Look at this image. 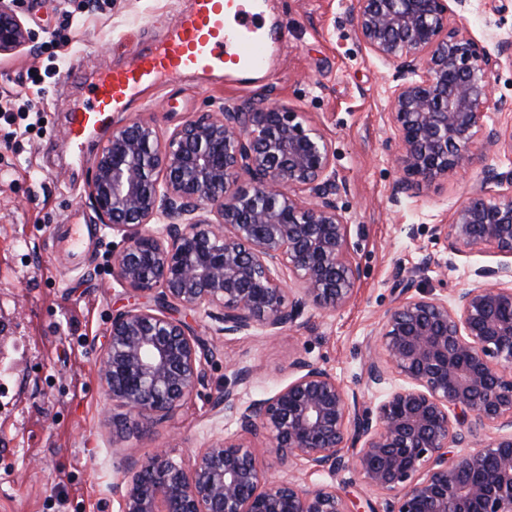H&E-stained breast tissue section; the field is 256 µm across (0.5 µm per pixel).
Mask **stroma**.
<instances>
[{
  "instance_id": "35a3bbf8",
  "label": "stroma",
  "mask_w": 512,
  "mask_h": 512,
  "mask_svg": "<svg viewBox=\"0 0 512 512\" xmlns=\"http://www.w3.org/2000/svg\"><path fill=\"white\" fill-rule=\"evenodd\" d=\"M266 25L287 41L272 79L239 84L173 80L140 93L115 123L151 118L171 128L197 112L240 103L267 90L273 101L304 112L332 142L346 183L351 253L362 276L350 304L309 312L298 327L268 336L215 335L212 323L185 320L217 353L204 387L148 434L112 433V400L97 375L112 315L138 296L112 281L120 235L104 230L86 194L93 158L106 140L95 134L84 154L65 135L68 112L84 104L81 87L100 70L121 67L160 24H172L188 0H20L31 46L0 59V97L20 91L27 74L40 80L43 122L13 137L0 124V512H118L115 487L126 456L169 448L188 457L216 433H234L233 413L213 401L235 387L241 401L287 382L296 354L330 369L347 393L373 396L365 363L379 323L399 291L394 275H414L443 294L471 280L470 259L436 241L483 168L505 171L512 160L488 151L482 169L448 174L419 197L390 200L397 178L395 135L388 122L386 70L361 49L346 0H258ZM474 34L512 29V0H472ZM93 231L76 256L59 242L68 225ZM257 369L247 385L234 371Z\"/></svg>"
}]
</instances>
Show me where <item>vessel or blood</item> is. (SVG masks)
<instances>
[{
  "label": "vessel or blood",
  "mask_w": 512,
  "mask_h": 512,
  "mask_svg": "<svg viewBox=\"0 0 512 512\" xmlns=\"http://www.w3.org/2000/svg\"><path fill=\"white\" fill-rule=\"evenodd\" d=\"M273 51L255 0H192L130 64L94 80L87 104L68 116L67 139L84 148L90 132L111 125L114 113L126 111L140 90L164 79L225 75L245 83L268 76Z\"/></svg>",
  "instance_id": "obj_1"
}]
</instances>
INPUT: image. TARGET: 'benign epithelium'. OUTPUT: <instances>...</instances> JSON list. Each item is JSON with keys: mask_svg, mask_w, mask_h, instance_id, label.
<instances>
[{"mask_svg": "<svg viewBox=\"0 0 512 512\" xmlns=\"http://www.w3.org/2000/svg\"><path fill=\"white\" fill-rule=\"evenodd\" d=\"M469 2L348 0L359 43L389 70L396 204L472 171L488 149L512 155V123L488 112L492 75L512 64V32L477 38L462 23ZM29 40L18 0H0V56ZM344 191L324 130L266 94L165 133L153 119L112 128L88 198L125 243L112 278L154 301L112 315L98 364L125 410L112 433L168 420L207 381L210 350L173 309L202 313L217 335L275 336L310 309L349 304L361 269ZM435 236L459 256L490 245L503 260L476 266L449 297L397 277L401 297L366 371L371 388L392 375L401 384L362 406L300 356L267 397L242 403L226 388L215 411L235 413L236 433L191 463L166 448L125 458L118 512H353L334 482L267 478L250 440L311 475H356L378 496L370 512H512V168L485 171Z\"/></svg>", "mask_w": 512, "mask_h": 512, "instance_id": "1", "label": "benign epithelium"}]
</instances>
